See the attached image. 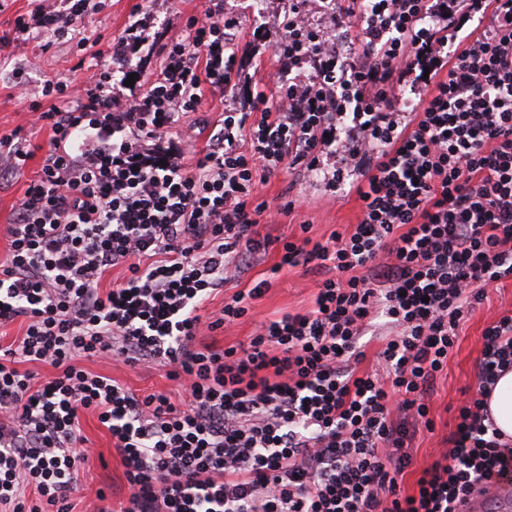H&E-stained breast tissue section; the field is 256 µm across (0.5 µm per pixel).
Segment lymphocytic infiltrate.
Segmentation results:
<instances>
[{"instance_id":"lymphocytic-infiltrate-1","label":"lymphocytic infiltrate","mask_w":512,"mask_h":512,"mask_svg":"<svg viewBox=\"0 0 512 512\" xmlns=\"http://www.w3.org/2000/svg\"><path fill=\"white\" fill-rule=\"evenodd\" d=\"M307 2L291 0L273 89L250 111L224 108L201 156L179 128L205 89L231 88L220 0L189 17L140 92L112 90L134 26L82 93L41 85L48 146L0 264V326L26 325L0 347V512H73L88 411L123 466L119 512H456L512 483V439L487 408L512 369V315L483 331L447 450L416 469L410 454L434 428L461 323L512 279V0H321L317 25ZM91 8L36 0L13 54L31 31L80 30ZM283 170L356 195L357 224L323 241L306 222L261 234L295 207L261 198ZM272 247L267 277L204 314ZM299 265L321 276L309 308L248 343L196 346ZM379 316L395 332L369 367L362 336ZM94 358L163 367L175 388L136 394L84 369Z\"/></svg>"}]
</instances>
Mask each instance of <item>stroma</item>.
I'll use <instances>...</instances> for the list:
<instances>
[{"label": "stroma", "mask_w": 512, "mask_h": 512, "mask_svg": "<svg viewBox=\"0 0 512 512\" xmlns=\"http://www.w3.org/2000/svg\"><path fill=\"white\" fill-rule=\"evenodd\" d=\"M207 5V0H106L104 7L86 20L82 34L90 38L91 44L83 50L73 40L34 34L24 56L7 61L0 59V133L20 130L28 149L33 151L45 145L49 138L48 128L33 127L30 102L19 99L15 81L22 79L36 86L44 79L56 78L70 83L73 90H81L86 68L93 63L96 44L112 42L131 24L138 22L144 26L147 41L137 51L138 63L131 66L130 71L136 84H146L159 70L160 45L182 38L188 17ZM224 12L239 20L237 29L232 32V42L245 74L258 87H271L279 67L273 48L284 33L288 0H265L261 7L255 0H224ZM38 165V160H31L22 172L0 179V261L8 257L5 230L12 219L13 208L23 198ZM262 197L274 203L283 197L296 202L290 216L282 223L270 226L269 232L275 237L296 233L298 224L305 221L311 226V237L323 240L333 230L357 223L360 216V205L355 196H331L323 187L306 185L291 172L272 176L262 189ZM315 291L316 279L307 274L304 267L288 269L262 298L255 301L250 318L215 331L207 342L220 350L248 342L256 323L278 318L286 312L305 310ZM506 314H512V279L488 288L486 299L461 325L457 343L448 356V365L430 398L435 428L430 432H418L411 444L416 464H426L447 449L456 409L464 399L463 391L474 382L482 333L486 326ZM87 367L120 381L138 394L166 391L172 387L164 370L155 366L131 368L95 360L88 362ZM82 433L96 453L79 466V490L73 500L75 507L80 510L101 490L109 492L111 503L121 502L128 490L109 432L96 416L89 414L82 419Z\"/></svg>", "instance_id": "35a3bbf8"}]
</instances>
